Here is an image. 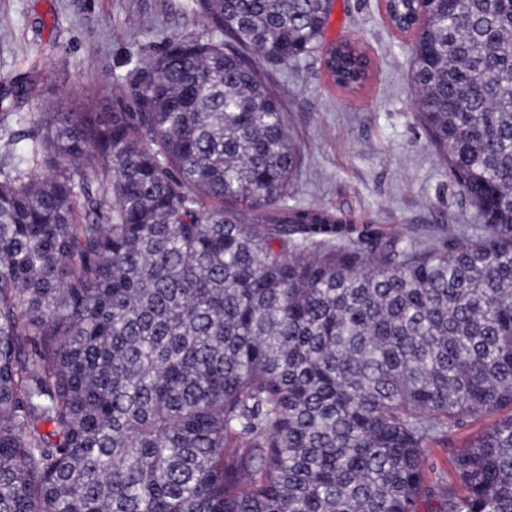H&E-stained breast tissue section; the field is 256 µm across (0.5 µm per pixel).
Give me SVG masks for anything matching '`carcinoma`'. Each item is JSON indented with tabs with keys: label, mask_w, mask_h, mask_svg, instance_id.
Wrapping results in <instances>:
<instances>
[{
	"label": "carcinoma",
	"mask_w": 512,
	"mask_h": 512,
	"mask_svg": "<svg viewBox=\"0 0 512 512\" xmlns=\"http://www.w3.org/2000/svg\"><path fill=\"white\" fill-rule=\"evenodd\" d=\"M332 6L189 0L204 33L132 94L38 113L49 173H0V512H512V414L429 463L512 408V0H436L416 37L422 127L484 219L442 248L287 203L262 71ZM511 411L505 408L499 412L487 414L480 419L469 422L457 430L449 439L442 438L433 445V461L440 470L448 471L451 467L448 448H464L481 431L491 427L500 417Z\"/></svg>",
	"instance_id": "obj_1"
}]
</instances>
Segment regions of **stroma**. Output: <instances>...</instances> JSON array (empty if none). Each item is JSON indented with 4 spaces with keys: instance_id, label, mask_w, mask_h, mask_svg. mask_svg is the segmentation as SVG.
<instances>
[{
    "instance_id": "35a3bbf8",
    "label": "stroma",
    "mask_w": 512,
    "mask_h": 512,
    "mask_svg": "<svg viewBox=\"0 0 512 512\" xmlns=\"http://www.w3.org/2000/svg\"><path fill=\"white\" fill-rule=\"evenodd\" d=\"M187 0H0V144L13 141L24 170L38 134L37 114L54 103L78 108L129 88L139 63L169 40L198 33ZM343 42L364 53L365 81L337 85L324 47ZM415 37L396 31L383 0H334L322 49L271 83L284 105L299 165L292 204L324 207L373 222L386 232L409 227L437 245L442 224L468 229L482 218L461 194L417 118L409 63ZM497 414L469 422L436 441L433 460L451 467L449 451L467 446Z\"/></svg>"
}]
</instances>
